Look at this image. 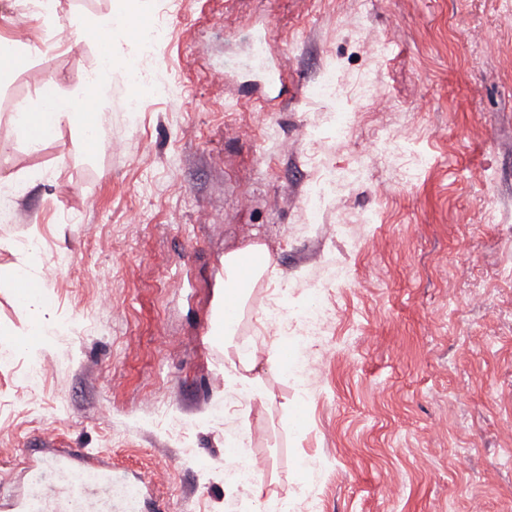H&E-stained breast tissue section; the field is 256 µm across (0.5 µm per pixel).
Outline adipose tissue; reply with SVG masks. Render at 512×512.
<instances>
[{"instance_id":"obj_1","label":"adipose tissue","mask_w":512,"mask_h":512,"mask_svg":"<svg viewBox=\"0 0 512 512\" xmlns=\"http://www.w3.org/2000/svg\"><path fill=\"white\" fill-rule=\"evenodd\" d=\"M55 99V107L50 112L45 111L39 103L25 105V122L13 128L16 139L35 150L43 143L42 137L36 134L37 128L48 124L57 129L78 120L82 123L87 142H97L99 122L94 113L75 112L71 99L64 94H56ZM214 336L224 344V382L229 390L251 398L262 395V385L259 378L254 377L253 371L262 362L269 369H281L277 346L262 350L255 343L238 341L234 329L221 321L215 326Z\"/></svg>"}]
</instances>
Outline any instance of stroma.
<instances>
[{"instance_id": "obj_1", "label": "stroma", "mask_w": 512, "mask_h": 512, "mask_svg": "<svg viewBox=\"0 0 512 512\" xmlns=\"http://www.w3.org/2000/svg\"><path fill=\"white\" fill-rule=\"evenodd\" d=\"M508 10L512 0H150L144 25L162 24L164 41L146 58L139 31L118 32L113 54L166 89L138 90L119 66L100 100L86 81L100 44L75 31L113 0H59L53 23L29 0H0V39L39 46L0 79V101H36L54 82L101 124L96 143L66 125L33 151L0 111V178H29L0 223V279L36 246L51 299L40 340L0 282V328L20 332L0 359V495L22 501L32 460L65 449L143 477L166 512H254L249 487L226 478L211 411L224 350L202 331L225 253L257 241L270 270L238 337L262 335L276 290L299 310L323 283L330 315L307 344L296 323L279 339L306 374L259 368L263 397L240 403L263 499L288 512H512ZM256 36L303 95L270 101L250 86ZM331 69L347 95L313 98ZM368 71L379 98L355 94ZM343 110L354 121L339 138L328 118ZM354 165L359 180L306 206L320 174ZM35 363L48 372L34 385ZM148 392L191 421L187 437L143 405Z\"/></svg>"}]
</instances>
